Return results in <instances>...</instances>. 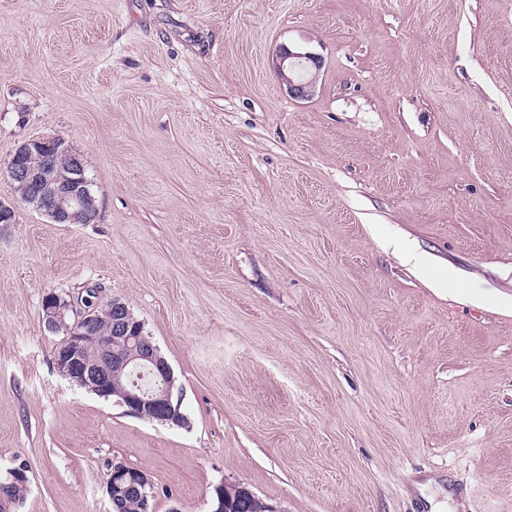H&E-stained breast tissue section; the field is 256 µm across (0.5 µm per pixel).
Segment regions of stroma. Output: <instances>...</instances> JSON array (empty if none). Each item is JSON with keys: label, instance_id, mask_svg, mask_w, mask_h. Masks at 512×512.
<instances>
[{"label": "stroma", "instance_id": "stroma-1", "mask_svg": "<svg viewBox=\"0 0 512 512\" xmlns=\"http://www.w3.org/2000/svg\"><path fill=\"white\" fill-rule=\"evenodd\" d=\"M39 138L94 223L21 201ZM0 202V512H111L115 459L152 512H512V0H0ZM89 288L185 425L57 373L43 298ZM278 55L279 74L288 95L296 99L309 98L315 88L316 71L321 68V58L310 51L285 45L279 47ZM29 155L33 156L29 157L28 162L34 165L39 157L38 167L27 163ZM7 171L12 182L30 187L38 196L42 180L54 181L55 186L49 182L42 187L41 192L49 195L45 198L40 196L38 206L54 223L91 224L95 221L96 212L90 204L89 182L84 174L83 159L65 146L62 139H33L22 143L10 157ZM125 489L137 490L141 499L134 490H130L116 501V506L112 508L113 512H144L142 501L144 509H148L149 496H154V488L147 475L121 461L112 462L105 482L109 503L112 505V500L119 495L114 494L116 491ZM216 501L212 512H274L256 498L252 493L246 491H234L232 496L226 495L224 503V485L215 489Z\"/></svg>", "mask_w": 512, "mask_h": 512}]
</instances>
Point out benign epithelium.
Masks as SVG:
<instances>
[{"instance_id":"7a95c632","label":"benign epithelium","mask_w":512,"mask_h":512,"mask_svg":"<svg viewBox=\"0 0 512 512\" xmlns=\"http://www.w3.org/2000/svg\"><path fill=\"white\" fill-rule=\"evenodd\" d=\"M278 55L279 74L288 95L296 99L309 98L315 88L321 58L310 51L285 45L279 47ZM33 154L40 159L37 167L27 163V157ZM7 171L12 181L30 187L36 195L42 181H54L52 192L39 203L41 212L54 223L91 224L95 221L83 159L65 146L62 139H33L22 143L10 157ZM110 305L118 313V319L110 334L99 337L103 350L100 358L90 362L85 355L86 338L95 333L99 306H90L85 299L78 307L56 293L45 295L42 301L44 325L49 332L63 335L54 357L56 370L79 387L115 400L139 419L183 424L168 361L144 331V323L133 319L126 304L114 299ZM133 374L152 376L158 383L157 388L150 393L142 391L130 382L129 376ZM125 489L137 490L145 503L154 495L153 485L144 472L115 461L109 467L105 482L108 500Z\"/></svg>"}]
</instances>
